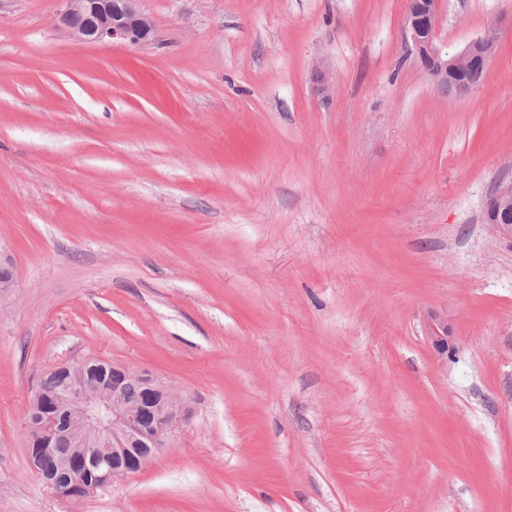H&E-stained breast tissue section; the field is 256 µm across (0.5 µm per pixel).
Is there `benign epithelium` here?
<instances>
[{"mask_svg": "<svg viewBox=\"0 0 512 512\" xmlns=\"http://www.w3.org/2000/svg\"><path fill=\"white\" fill-rule=\"evenodd\" d=\"M61 23L74 38L87 43L109 42L143 47L155 40L150 18L141 10L142 0H58ZM439 0H407L405 41L419 57V67L446 95L466 98L478 85L469 79L473 71H487L499 41V25L488 24L483 35L454 55L436 45ZM316 92L328 100L335 92L328 64L313 66ZM485 222L512 239V179L500 181L489 197ZM426 338L440 356L453 349L448 316L433 311L426 320ZM126 378L110 390L93 391L81 384L53 399L52 410L42 415L38 426L41 444L53 447L66 438L74 447L85 448L86 464L106 466L101 483L139 472L163 448L184 415L182 400L167 383L148 372L117 364ZM143 387L145 395L132 399L126 383Z\"/></svg>", "mask_w": 512, "mask_h": 512, "instance_id": "obj_1", "label": "benign epithelium"}]
</instances>
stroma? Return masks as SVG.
I'll return each instance as SVG.
<instances>
[{
  "label": "stroma",
  "instance_id": "obj_1",
  "mask_svg": "<svg viewBox=\"0 0 512 512\" xmlns=\"http://www.w3.org/2000/svg\"><path fill=\"white\" fill-rule=\"evenodd\" d=\"M141 7L132 48L0 0V512H512V240L483 212L512 178V0L440 2L445 52L501 26L465 99L419 68L405 0ZM81 354L186 415L73 500L23 417ZM316 92L324 100H329L335 92L330 67L327 63L317 62L313 66ZM425 335L433 349L440 356L446 355L454 348L451 328L448 326V316L444 313L433 311L426 320Z\"/></svg>",
  "mask_w": 512,
  "mask_h": 512
}]
</instances>
